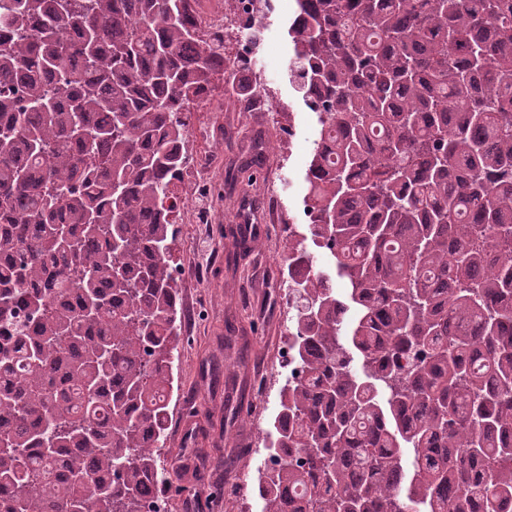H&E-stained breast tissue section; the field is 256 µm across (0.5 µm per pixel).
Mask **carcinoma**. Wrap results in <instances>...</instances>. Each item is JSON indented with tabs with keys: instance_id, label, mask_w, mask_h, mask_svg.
<instances>
[{
	"instance_id": "1",
	"label": "carcinoma",
	"mask_w": 512,
	"mask_h": 512,
	"mask_svg": "<svg viewBox=\"0 0 512 512\" xmlns=\"http://www.w3.org/2000/svg\"><path fill=\"white\" fill-rule=\"evenodd\" d=\"M315 255L263 512H512V0H297ZM190 0H0V512H150L182 329L173 177L231 86ZM343 281L346 295L336 292Z\"/></svg>"
}]
</instances>
